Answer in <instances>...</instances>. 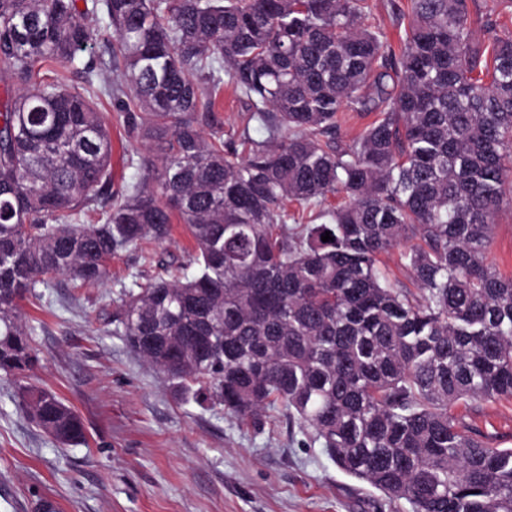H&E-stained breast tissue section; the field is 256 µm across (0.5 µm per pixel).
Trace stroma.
I'll return each mask as SVG.
<instances>
[{"label": "stroma", "instance_id": "stroma-1", "mask_svg": "<svg viewBox=\"0 0 512 512\" xmlns=\"http://www.w3.org/2000/svg\"><path fill=\"white\" fill-rule=\"evenodd\" d=\"M81 62L60 68L70 85L93 61L101 83L119 81L101 24ZM101 110L112 136V188L136 169L118 110ZM138 253L112 260L106 282L80 290L67 278L42 289L22 312L37 328L39 363L32 385L55 393L84 422L86 441L59 445L16 405L0 377V512H31L54 499L57 512H409L341 471L309 433L276 413L264 429L239 425L223 407L184 402L164 376L115 330L112 313L123 289L143 273ZM455 415L496 448H512V399L460 404Z\"/></svg>", "mask_w": 512, "mask_h": 512}]
</instances>
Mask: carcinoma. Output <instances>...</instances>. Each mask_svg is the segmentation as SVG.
<instances>
[{"label":"carcinoma","mask_w":512,"mask_h":512,"mask_svg":"<svg viewBox=\"0 0 512 512\" xmlns=\"http://www.w3.org/2000/svg\"><path fill=\"white\" fill-rule=\"evenodd\" d=\"M78 2L0 0V374L19 406L85 442L28 382L20 303L60 276L100 284L133 248L155 272L112 322L178 396L258 430L283 409L411 512H512V448L450 412L512 398V274L488 260L512 202V34L478 0H390L398 52L362 23L370 0ZM97 12L123 92L54 70ZM226 83L246 108L229 134ZM104 96L154 152L129 156L138 176L110 206ZM344 112L376 118L345 143ZM177 225L194 253L156 257Z\"/></svg>","instance_id":"carcinoma-1"}]
</instances>
